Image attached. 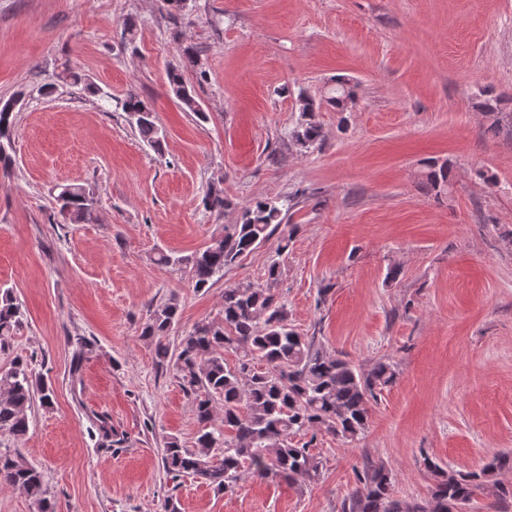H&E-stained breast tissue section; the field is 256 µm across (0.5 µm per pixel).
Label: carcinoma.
<instances>
[{
    "instance_id": "cac0c4a2",
    "label": "carcinoma",
    "mask_w": 512,
    "mask_h": 512,
    "mask_svg": "<svg viewBox=\"0 0 512 512\" xmlns=\"http://www.w3.org/2000/svg\"><path fill=\"white\" fill-rule=\"evenodd\" d=\"M169 92L201 120L208 115L200 107L182 71L168 73ZM107 107L125 112L140 138L161 152L165 136L153 109L143 99L130 95L113 101L102 96ZM299 117L288 132L298 150L309 152L324 141L322 126L315 120L319 109L313 97L300 94ZM21 98L0 102V171L9 173L11 136L15 110ZM326 102L338 112L356 104L353 88L340 81ZM426 187L438 191L450 185V166L427 164ZM54 200L68 224L98 221L94 193L83 185L60 184ZM203 205L218 216L228 201L216 186L207 189ZM293 198H262L251 202L240 221L224 225V233L212 238L202 250L176 256L156 252L155 262L179 266L196 290L210 289L242 258L281 229L280 242L265 269L263 284H229L224 287L223 318L203 321L172 346L167 336L179 324L176 300L149 309L141 336L155 342L156 366L174 370L192 398L201 425L196 448L190 450L174 437L162 448L166 474L176 479L192 476L218 491H225L246 477L279 478L290 484L319 480L323 463L309 443L299 445L294 437L323 431L347 443L360 440L367 429L370 404L396 379L395 366L379 361L370 369L331 353L316 344L315 337L298 331L290 322L285 304L277 300L272 285L281 275V257L288 252L298 225L288 223ZM24 310L13 289L0 287V349L10 344L22 326ZM234 355V362L226 354ZM51 382L33 372L28 360L16 356L0 369V432L25 435L30 426L28 411L39 400L53 403ZM222 407L224 428L211 425L216 407ZM424 466L432 480L429 496L408 503L393 495L392 473L384 464L363 462L355 469L356 486L344 499L342 512H466L480 496L492 495L502 503L512 498V485L503 476L512 473V453L494 456L478 470L465 473L444 469L430 458ZM0 486L17 490L33 500L36 512H55L47 497L43 473L21 455L0 454Z\"/></svg>"
}]
</instances>
